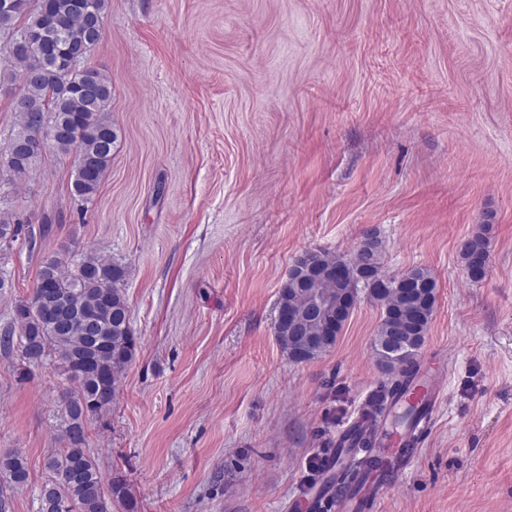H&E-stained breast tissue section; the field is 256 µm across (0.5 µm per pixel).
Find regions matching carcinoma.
Instances as JSON below:
<instances>
[{
	"label": "carcinoma",
	"mask_w": 512,
	"mask_h": 512,
	"mask_svg": "<svg viewBox=\"0 0 512 512\" xmlns=\"http://www.w3.org/2000/svg\"><path fill=\"white\" fill-rule=\"evenodd\" d=\"M108 0H13L0 7V34L21 32L33 37L30 55L6 54L9 80L21 84L11 105L17 123L12 144H29L9 162L0 158V173L21 177L35 172L44 149L36 141L43 119L62 129L47 146L59 154L74 155L70 191L85 203L98 193L112 163L117 132L109 107L112 84L100 69L82 63L69 70L74 49L86 40L95 21H103ZM22 221L9 210L0 209V251L12 247ZM461 260L467 276L481 281L490 263L488 243L477 235L462 248ZM313 265L326 268L336 263L361 267L358 285L366 296L381 306L382 320L373 340L378 362L391 374L390 393L403 394L418 367L417 357L429 329L436 302L437 281L424 267H411L399 274L383 271V254L367 255L355 249L345 258L325 251L312 252ZM126 270L112 256L91 249L67 260L58 255L46 258L30 295L15 302L13 319L0 334V345L19 357L17 373L25 379L31 367L51 358L70 387L64 392L67 446L47 456L48 472L38 495V512H136L126 483L107 479L88 448L91 424L112 407L120 390L121 376L136 353V336L131 326L124 293ZM317 288L333 296L325 320L308 326L311 347L304 356L291 349L288 334L276 327L281 348L296 363L309 361L332 348L354 306L336 316L341 303L336 285L321 280ZM308 285L302 280L283 283L279 302L289 310L305 302ZM27 459L19 452L0 455V512H10L8 491L29 482Z\"/></svg>",
	"instance_id": "cac0c4a2"
}]
</instances>
